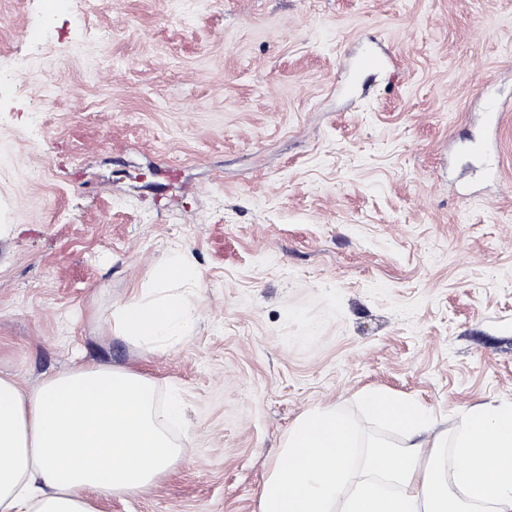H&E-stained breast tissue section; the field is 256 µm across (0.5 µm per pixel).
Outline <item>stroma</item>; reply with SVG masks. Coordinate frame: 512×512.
I'll return each mask as SVG.
<instances>
[{
	"label": "stroma",
	"mask_w": 512,
	"mask_h": 512,
	"mask_svg": "<svg viewBox=\"0 0 512 512\" xmlns=\"http://www.w3.org/2000/svg\"><path fill=\"white\" fill-rule=\"evenodd\" d=\"M173 253L199 313L149 353L112 313ZM92 363L187 405L96 512H260L293 424L366 392L451 433L512 403V0H0V375Z\"/></svg>",
	"instance_id": "35a3bbf8"
}]
</instances>
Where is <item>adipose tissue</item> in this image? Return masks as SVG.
Here are the masks:
<instances>
[{
	"label": "adipose tissue",
	"mask_w": 512,
	"mask_h": 512,
	"mask_svg": "<svg viewBox=\"0 0 512 512\" xmlns=\"http://www.w3.org/2000/svg\"><path fill=\"white\" fill-rule=\"evenodd\" d=\"M199 271L179 256L156 262L146 288L113 312L119 334L161 349L188 335V304L171 293ZM180 397L157 408L136 373L96 365L51 377L29 393L0 376V512H95L92 495L153 484L180 459L167 432ZM362 421L403 424L405 440L359 454V423L330 408L290 428L265 483L261 512H512V404L471 408L453 442L415 402L363 395Z\"/></svg>",
	"instance_id": "obj_1"
}]
</instances>
